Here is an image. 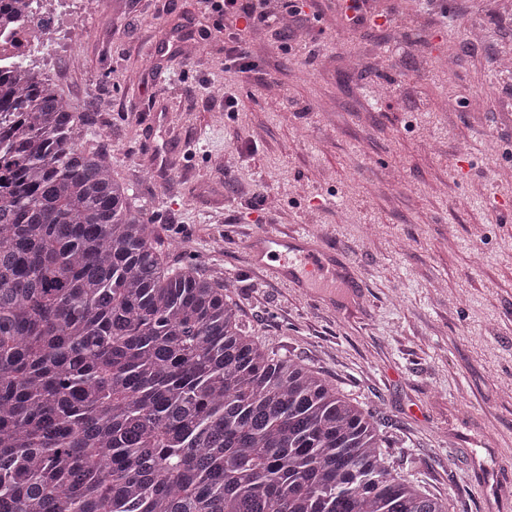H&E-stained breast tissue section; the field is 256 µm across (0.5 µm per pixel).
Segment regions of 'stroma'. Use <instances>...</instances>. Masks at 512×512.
Here are the masks:
<instances>
[{
    "mask_svg": "<svg viewBox=\"0 0 512 512\" xmlns=\"http://www.w3.org/2000/svg\"><path fill=\"white\" fill-rule=\"evenodd\" d=\"M344 5L302 0L242 74L194 0H70L81 58L39 67L96 114L169 265L220 271L259 342L372 410L449 512H512V0ZM263 231L321 238L360 302L255 268Z\"/></svg>",
    "mask_w": 512,
    "mask_h": 512,
    "instance_id": "stroma-1",
    "label": "stroma"
}]
</instances>
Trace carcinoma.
Returning <instances> with one entry per match:
<instances>
[{"label":"carcinoma","mask_w":512,"mask_h":512,"mask_svg":"<svg viewBox=\"0 0 512 512\" xmlns=\"http://www.w3.org/2000/svg\"><path fill=\"white\" fill-rule=\"evenodd\" d=\"M93 122L0 74V512H448L223 278L167 265Z\"/></svg>","instance_id":"1"}]
</instances>
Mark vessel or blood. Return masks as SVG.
<instances>
[{"mask_svg": "<svg viewBox=\"0 0 512 512\" xmlns=\"http://www.w3.org/2000/svg\"><path fill=\"white\" fill-rule=\"evenodd\" d=\"M249 252L253 264L289 282L332 287L339 281L329 252L305 232L261 233L250 241Z\"/></svg>", "mask_w": 512, "mask_h": 512, "instance_id": "obj_1", "label": "vessel or blood"}]
</instances>
